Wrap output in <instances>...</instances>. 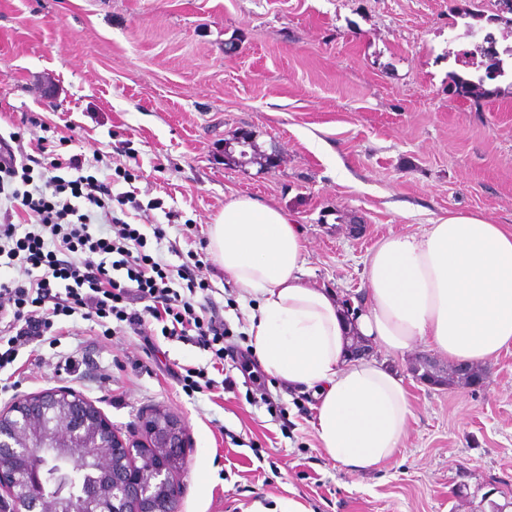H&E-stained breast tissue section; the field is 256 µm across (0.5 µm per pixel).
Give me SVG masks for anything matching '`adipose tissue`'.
Instances as JSON below:
<instances>
[{"instance_id":"adipose-tissue-1","label":"adipose tissue","mask_w":512,"mask_h":512,"mask_svg":"<svg viewBox=\"0 0 512 512\" xmlns=\"http://www.w3.org/2000/svg\"><path fill=\"white\" fill-rule=\"evenodd\" d=\"M209 248L240 297L257 302L248 334L263 370L313 392L319 444L352 471L390 459L412 411L401 377L352 356L351 336L391 354L422 342L469 366L512 348V228L480 213L384 239L366 260V310L352 324L333 290L305 280L301 232L280 208L231 198Z\"/></svg>"}]
</instances>
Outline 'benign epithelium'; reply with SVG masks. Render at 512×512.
<instances>
[{
  "instance_id": "benign-epithelium-1",
  "label": "benign epithelium",
  "mask_w": 512,
  "mask_h": 512,
  "mask_svg": "<svg viewBox=\"0 0 512 512\" xmlns=\"http://www.w3.org/2000/svg\"><path fill=\"white\" fill-rule=\"evenodd\" d=\"M413 376L433 385L448 384V367L423 354L410 368ZM142 439L151 453L143 465L128 468L120 461L100 467L87 454L75 458L71 449L93 448L117 456L119 449L135 455L134 442L125 441L87 398L67 389L26 395L0 410V495L23 512H176L187 465L186 427L181 420L158 411L144 422ZM35 448L56 453L60 469L78 461L100 476L97 488L58 500L19 464Z\"/></svg>"
}]
</instances>
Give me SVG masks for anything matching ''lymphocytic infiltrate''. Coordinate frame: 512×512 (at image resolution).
<instances>
[{"instance_id": "f902f5d3", "label": "lymphocytic infiltrate", "mask_w": 512, "mask_h": 512, "mask_svg": "<svg viewBox=\"0 0 512 512\" xmlns=\"http://www.w3.org/2000/svg\"><path fill=\"white\" fill-rule=\"evenodd\" d=\"M18 140L0 135V260L18 271L0 279V372L23 349L58 344L66 318L88 321L96 336L129 331L148 345V327H159L165 339L210 352L216 369L247 360L206 296L203 252L188 251L187 262L171 267L162 225L115 215L114 205L133 196L112 194L82 155L45 163L43 141L27 149Z\"/></svg>"}]
</instances>
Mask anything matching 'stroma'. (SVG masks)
Instances as JSON below:
<instances>
[{"label": "stroma", "mask_w": 512, "mask_h": 512, "mask_svg": "<svg viewBox=\"0 0 512 512\" xmlns=\"http://www.w3.org/2000/svg\"><path fill=\"white\" fill-rule=\"evenodd\" d=\"M456 74L483 79L485 95H455ZM29 112L58 154L101 157V178L134 173L113 186L141 205L128 222L179 212L174 266L239 195L284 210L308 282L353 300L385 237L451 211L512 226V13L497 0H0V130L32 139ZM246 134L274 165L241 164ZM206 275L247 349L249 302L217 265ZM66 326L0 409L66 388L128 441L155 410L177 415L188 436L178 512H277L288 497L307 512H512V351L481 388L417 381L419 350L375 352L403 377L413 416L388 462L352 472L320 447L311 392L264 376L279 419L251 370L233 367L223 402L190 397L163 367H206L209 352Z\"/></svg>", "instance_id": "35a3bbf8"}]
</instances>
